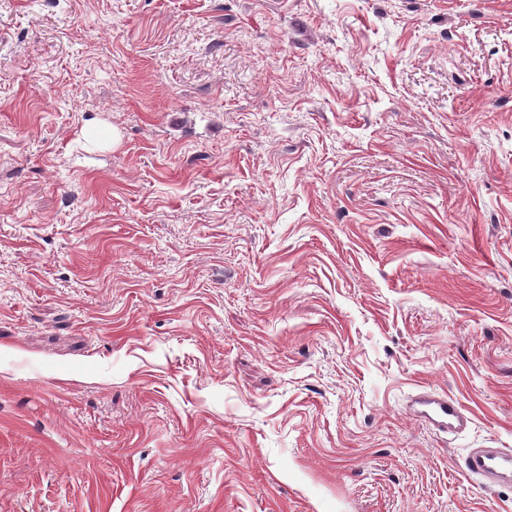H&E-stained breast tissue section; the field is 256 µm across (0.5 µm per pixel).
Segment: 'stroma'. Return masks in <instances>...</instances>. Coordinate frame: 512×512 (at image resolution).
Listing matches in <instances>:
<instances>
[{"label": "stroma", "mask_w": 512, "mask_h": 512, "mask_svg": "<svg viewBox=\"0 0 512 512\" xmlns=\"http://www.w3.org/2000/svg\"><path fill=\"white\" fill-rule=\"evenodd\" d=\"M480 446L512 0H0V512H512ZM409 409L412 417L445 433L463 431L469 423L459 404L447 394L418 393L411 399Z\"/></svg>", "instance_id": "obj_1"}]
</instances>
